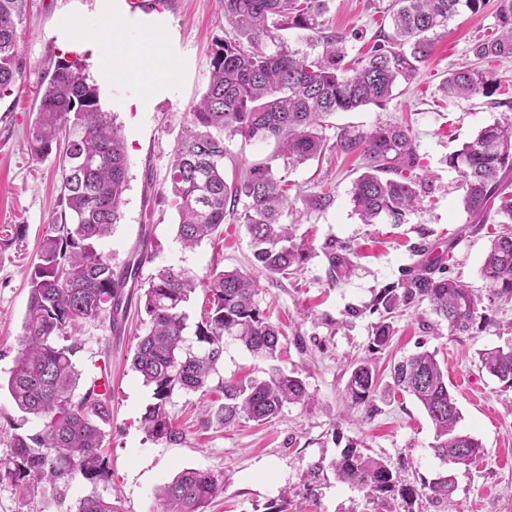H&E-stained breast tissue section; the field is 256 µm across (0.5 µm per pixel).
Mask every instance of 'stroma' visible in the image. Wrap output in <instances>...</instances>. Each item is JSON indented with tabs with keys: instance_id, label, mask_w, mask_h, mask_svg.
<instances>
[{
	"instance_id": "35a3bbf8",
	"label": "stroma",
	"mask_w": 512,
	"mask_h": 512,
	"mask_svg": "<svg viewBox=\"0 0 512 512\" xmlns=\"http://www.w3.org/2000/svg\"><path fill=\"white\" fill-rule=\"evenodd\" d=\"M160 13L128 12L126 0H31V25L19 31L18 51L26 79L12 95L0 99V377L8 378L19 348L28 301V275L39 244L58 214L61 177L55 157L38 160L26 148L37 86L60 58L74 53L62 42L73 24L100 32L119 26V53L127 67L108 77L102 62L83 63L99 93L103 111L121 128L128 156V187L123 217L100 250L114 265H122L147 240L142 278L164 266L202 275L211 268L248 266L252 254L243 225L224 227L223 246L203 240L186 249L176 239L178 215L166 192L169 163L189 119L188 107L205 92L214 39L231 26L223 0H167ZM392 0H327L323 34L346 38L348 58L365 54L379 35L393 32L387 12ZM496 0H487L478 14L462 12L438 30L432 55L419 63L415 78L400 83L382 104L337 112L326 118L324 157L288 172L289 202L303 207L304 195L332 188L323 209H304L298 238L312 250L311 259L288 279L259 276L257 302L270 321L284 330L282 366L299 372L306 383V402L285 406L267 424L239 421L228 427L207 423L216 394L174 392L167 410L182 433L180 442L146 436L141 418L153 404V389L131 366L139 336L149 318L139 289L129 291L120 331L110 328L108 315L87 321L76 334L74 357L80 373L79 390L107 375L112 386V422L102 442L108 475L96 487L121 512H155L154 492L186 468L211 472L224 481V491L208 512H265L267 504L289 495L291 508L305 512H512V389L478 369L481 350L512 344V301L493 299L480 275L496 221L474 230L475 220L461 205L458 172L447 158L474 139L484 126L512 120V58H490L480 69L492 71L497 84L491 96L447 98L439 85L449 72L475 61L472 47L492 34ZM160 49H153V36ZM140 101L137 112L126 111ZM404 123L416 145L417 173L433 180L434 191L404 223L380 220L362 223L350 203L353 181L361 174L357 155L336 147L342 131L364 133L378 125ZM347 246L353 267L342 282L329 286L323 249L328 243ZM428 256L449 254V276L471 288L478 310L492 317L486 328L456 335L447 322L428 332L419 325L416 309L390 318L391 336L377 351L369 345L382 314L372 305L376 293L404 278L418 263L416 247ZM435 352L448 371V386L462 414L459 427L482 445L481 456L469 465L448 466L432 450L434 428L425 412L407 394L376 400L374 407L349 408L343 391L354 362L371 358L380 381H388L397 361L418 349ZM268 364L252 357L236 340L225 338L223 380L260 377ZM38 427L20 412L8 390H0V512H41L40 498H23L7 473L10 437ZM386 460L399 481L415 486L454 473L457 490L452 501L421 496L414 505L401 498L384 501L327 476L316 501L301 497V479L310 465L330 462L349 443ZM89 485L76 482L53 512H69Z\"/></svg>"
}]
</instances>
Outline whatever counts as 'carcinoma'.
Masks as SVG:
<instances>
[{"mask_svg": "<svg viewBox=\"0 0 512 512\" xmlns=\"http://www.w3.org/2000/svg\"><path fill=\"white\" fill-rule=\"evenodd\" d=\"M28 0H0V99L26 77L17 47L18 27L27 21ZM486 0H395L394 34L372 47L357 65L344 62L345 37L323 36L320 18L326 0H224V16L233 35L211 48L206 91L189 108L168 174V191L179 216L177 240L185 248L206 237L219 238L227 215L245 226L252 247L251 266L275 279H286L311 258L296 241L292 226L298 219L288 204V169L320 159L326 139L322 119L369 104L379 105L394 87L416 75L417 63L431 56V33L446 28L464 10L473 14ZM495 35L477 41L472 52L479 60L512 57V0H498ZM294 29L315 53L284 44L271 50L272 30ZM495 79L483 70L459 68L441 84L448 98L487 96ZM40 104L33 120L28 149L36 158L59 150L60 222L50 225L38 251V262L28 280L29 296L22 324L20 348L7 388L17 407L41 421L39 428L11 438L9 471L23 497L36 494L58 500L73 482L95 484L106 474L100 449L102 426L112 421V390L108 378L93 382L75 399L79 373L73 362L79 342L72 331L84 321L110 313L114 331L128 298V283L141 282L145 257L112 265L99 249L112 227L122 219L128 162L123 136L99 105L98 88L89 82L78 61L60 59L41 77ZM246 141H273V156L241 171L236 181H224V136ZM343 153L360 151L365 169L353 183L350 201L365 224L379 218L400 224L407 213L420 208L432 193L428 178L414 174L416 146L408 128L398 124L374 127L361 137L343 134L336 142ZM282 160L283 167L273 165ZM465 187L463 208L489 220L494 214L512 223V123L493 122L475 139L448 156ZM242 205L237 210L235 206ZM328 284L349 274L351 262L328 244ZM442 260H426L410 278L380 289L374 301L391 315L411 305L427 303L429 313L448 322L450 330L471 332L478 303L471 289L441 270ZM481 276L492 294L512 299V233L495 237L481 266ZM142 298L149 330L137 337L132 368L153 387L155 402L141 419L148 437L169 443L180 441L167 403L177 391L221 393L214 411L218 425L238 420L267 424L284 406L306 401L299 373L275 365L280 356V327L258 307L257 277L250 270L212 268L203 276L165 266L147 281ZM204 293L201 321L195 336L201 343L187 345L182 307L196 289ZM230 336L254 357L272 362L266 376L243 381H221L211 386L224 361V337ZM66 344H59V340ZM480 367L512 389V346L486 349ZM400 390L414 396L435 431L434 454L446 464H464L476 458L481 443L458 429L461 420L448 390V371L435 355L412 354L393 366L391 383L379 388L372 363L352 365L344 389L348 406H372L376 398ZM336 479L372 497L397 494L406 502L420 497L412 484L399 483L389 465L349 444L331 463ZM324 469L317 462L303 478L304 494L316 496ZM438 501L452 499L457 490L452 475L427 485ZM224 491V481L208 471L186 468L156 493L159 512H206L209 501ZM74 512H121L96 492L76 500Z\"/></svg>", "mask_w": 512, "mask_h": 512, "instance_id": "cac0c4a2", "label": "carcinoma"}]
</instances>
